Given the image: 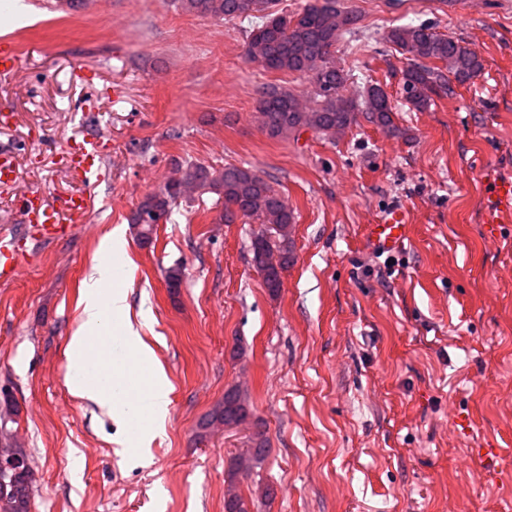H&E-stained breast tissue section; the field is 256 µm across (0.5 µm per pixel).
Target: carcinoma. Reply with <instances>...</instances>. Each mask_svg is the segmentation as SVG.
<instances>
[{
    "mask_svg": "<svg viewBox=\"0 0 512 512\" xmlns=\"http://www.w3.org/2000/svg\"><path fill=\"white\" fill-rule=\"evenodd\" d=\"M181 8L218 20H243L247 30L246 56L268 71L298 73L310 82L314 98L303 102L293 91L268 85L262 89L255 119L269 138H290L303 131L334 139L358 124L359 116L391 133L400 132L395 123L396 107L377 82L345 93L352 74L336 65V45L357 29L360 15L344 8L339 0H306L291 16L276 9V0H180ZM384 40L407 63L401 70V91L410 109L423 112L434 98L455 94L453 83L465 84L478 77L484 64L469 43L449 37L429 22L394 25ZM180 176L148 194L131 212L130 223L138 226L140 242L153 241V215L169 216L182 198L197 190L218 196L224 209L221 219L232 224L243 218L260 225L252 237L251 253L261 258L263 283L272 294L282 285L281 274L294 262V210L272 186L250 167L226 165L222 169L190 164L179 165ZM250 424L253 451L231 459L225 468L228 491L224 512H251L252 501L237 491L240 478L262 466L268 455L264 422L255 416L247 397L237 388L224 393V403L200 424ZM0 458V512H30L32 473L26 468L25 449L5 447Z\"/></svg>",
    "mask_w": 512,
    "mask_h": 512,
    "instance_id": "carcinoma-1",
    "label": "carcinoma"
}]
</instances>
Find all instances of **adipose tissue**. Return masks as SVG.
I'll list each match as a JSON object with an SVG mask.
<instances>
[{
    "label": "adipose tissue",
    "mask_w": 512,
    "mask_h": 512,
    "mask_svg": "<svg viewBox=\"0 0 512 512\" xmlns=\"http://www.w3.org/2000/svg\"><path fill=\"white\" fill-rule=\"evenodd\" d=\"M115 270L104 262L90 268L83 282L81 319L69 338L67 353L73 396L107 409L121 419L143 415L164 420L169 404V387L164 374L157 373L148 386L130 387L124 382L125 368L112 367L108 357L89 362L86 352L99 339L120 328L135 358L151 359L152 350L135 330L129 316L126 289L115 285Z\"/></svg>",
    "instance_id": "adipose-tissue-1"
}]
</instances>
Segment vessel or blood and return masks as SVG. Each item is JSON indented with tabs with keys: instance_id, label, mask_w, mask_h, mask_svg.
Masks as SVG:
<instances>
[{
	"instance_id": "vessel-or-blood-1",
	"label": "vessel or blood",
	"mask_w": 512,
	"mask_h": 512,
	"mask_svg": "<svg viewBox=\"0 0 512 512\" xmlns=\"http://www.w3.org/2000/svg\"><path fill=\"white\" fill-rule=\"evenodd\" d=\"M102 144L98 138L90 137L73 147L68 158L83 180H91L94 159L99 156ZM17 213L23 224L41 238L56 236L61 220L72 224L86 223L89 204L86 196L68 195L53 200L47 199L40 191L18 199ZM512 218V177L494 180L488 193V205L483 213V221L496 226ZM407 235V224L403 213L397 212L391 218L367 227L366 244L370 250L389 252L398 249ZM26 259L23 247L15 238L0 237V283L13 282L20 274ZM472 456L484 464L489 478L501 481L503 474L497 464L500 450L489 442L478 443L472 449Z\"/></svg>"
}]
</instances>
